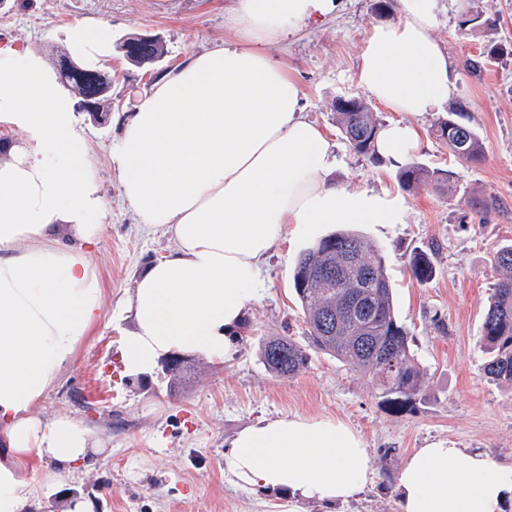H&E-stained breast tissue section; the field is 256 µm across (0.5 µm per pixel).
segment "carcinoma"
<instances>
[{
  "mask_svg": "<svg viewBox=\"0 0 512 512\" xmlns=\"http://www.w3.org/2000/svg\"><path fill=\"white\" fill-rule=\"evenodd\" d=\"M166 53L164 43L157 38L128 63L142 68ZM70 63L67 56L57 61L64 90L77 100L97 96L100 115L108 117L112 112V71L94 68L89 77L78 72L82 64L74 69ZM356 106V111L345 112L333 104L336 123L353 153L379 163L376 141L381 122L367 103L359 100ZM463 118V106L453 105L448 117L435 123V135L459 161L474 163L482 157V143ZM449 177L446 171L432 170L413 160L399 165L397 172L400 186L407 191L446 184ZM491 266L499 280L483 322L486 359L482 371L493 381L512 384V243L495 251ZM409 269L417 283H429L435 275L432 251L414 252ZM292 280L312 348L371 377L389 401L402 405L415 399L423 386V375L411 352L410 332L396 315L393 288L379 247L355 230L338 229L301 252ZM260 352L266 369L280 378L297 375L308 361L306 350L288 336L264 337Z\"/></svg>",
  "mask_w": 512,
  "mask_h": 512,
  "instance_id": "1",
  "label": "carcinoma"
}]
</instances>
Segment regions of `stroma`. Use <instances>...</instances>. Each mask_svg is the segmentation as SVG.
Segmentation results:
<instances>
[{
  "label": "stroma",
  "instance_id": "1",
  "mask_svg": "<svg viewBox=\"0 0 512 512\" xmlns=\"http://www.w3.org/2000/svg\"><path fill=\"white\" fill-rule=\"evenodd\" d=\"M225 0H6L0 6V47L29 43L47 64L67 52L66 30L77 19L106 23L113 42L132 33L159 37L167 49L155 69L129 65L120 52L112 70V114L97 124L78 113L87 154L108 208L94 263L105 291L102 318L78 347L72 364L37 406L96 428L105 443L77 484L94 512H287L288 498L236 484L224 454L236 433L265 418L331 417L358 432L374 473L364 491L345 504L305 502L300 512H398L397 476L417 449L436 442L482 450L512 464V384L482 372L481 337L496 278L492 252L512 241V0H438L431 33L457 75L450 103L462 104L483 143L479 162L456 160L436 139L434 124L448 106L424 113L412 160L452 171L447 185L407 192L397 164H374L355 155L337 124L339 97L367 99L358 80L360 55L371 26L398 20V0H343L327 15L270 45L304 94V114L334 145L330 179L350 191L368 190L401 204L394 224H363L360 232L381 248L397 314L424 373L422 392L405 409L388 403L367 375L316 350L294 378L275 377L262 365L259 343L289 336L307 344L292 273L313 240L288 239L268 258L257 299L233 332L232 349L214 361L190 355L189 380L173 382L163 366L145 375L124 374L119 345L131 320L121 305L134 277L168 254L174 243L163 229L145 231L121 198L111 160L120 124L139 104L155 71L220 44L228 34ZM478 9L484 25L465 26ZM433 248L435 276L412 278L414 250Z\"/></svg>",
  "mask_w": 512,
  "mask_h": 512
}]
</instances>
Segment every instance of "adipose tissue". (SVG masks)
I'll return each mask as SVG.
<instances>
[{"label":"adipose tissue","mask_w":512,"mask_h":512,"mask_svg":"<svg viewBox=\"0 0 512 512\" xmlns=\"http://www.w3.org/2000/svg\"><path fill=\"white\" fill-rule=\"evenodd\" d=\"M341 0H234L232 38L191 54L156 80L122 123L112 150L122 198L139 224L163 228L173 250L148 264L124 302V371L151 370L171 353L223 359L256 299L267 256L314 224H391L380 195L333 185L327 135L304 115L298 81L267 48L324 18ZM437 0H399L394 23L373 25L359 81L399 119L378 152L397 161L416 147L415 118L448 101L456 77L432 37ZM90 67L112 55V34L86 21L67 33ZM0 123L21 137L0 155V512H26L46 463L47 485L72 486L101 438L38 403L56 386L103 314L92 263L107 205L83 150L73 99L37 48L0 49ZM224 467L255 490L299 503H345L373 474L359 435L330 417L260 421L238 432ZM398 512H502L512 465L442 443L401 466Z\"/></svg>","instance_id":"obj_1"}]
</instances>
